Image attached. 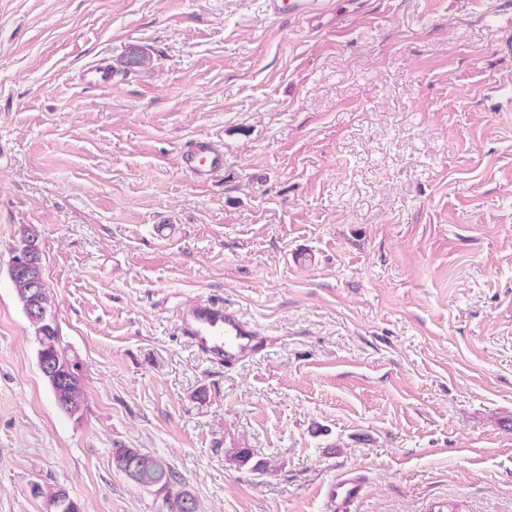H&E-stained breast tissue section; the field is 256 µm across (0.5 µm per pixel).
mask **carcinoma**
Here are the masks:
<instances>
[{
    "label": "carcinoma",
    "instance_id": "1",
    "mask_svg": "<svg viewBox=\"0 0 512 512\" xmlns=\"http://www.w3.org/2000/svg\"><path fill=\"white\" fill-rule=\"evenodd\" d=\"M29 322L34 328L38 344V359H45L55 365V377L48 380V383L57 406L69 415L78 413L86 400L80 375L75 371L78 362L70 359L65 349L60 346L52 322H42L35 317L29 318ZM127 454L133 455L136 460L139 485L146 488L168 489L165 497L167 512H197L195 499L189 491L180 487V481L169 463L138 448H116L112 453L114 467H119ZM253 458L254 454L249 448H235L229 454V460L240 467L250 464L254 470L266 469L264 462H255Z\"/></svg>",
    "mask_w": 512,
    "mask_h": 512
}]
</instances>
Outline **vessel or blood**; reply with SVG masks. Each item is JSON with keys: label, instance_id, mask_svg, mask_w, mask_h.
<instances>
[{"label": "vessel or blood", "instance_id": "vessel-or-blood-1", "mask_svg": "<svg viewBox=\"0 0 512 512\" xmlns=\"http://www.w3.org/2000/svg\"><path fill=\"white\" fill-rule=\"evenodd\" d=\"M362 0H264V13L272 20L286 19L309 32L343 33L352 13L361 11ZM112 69L95 62L83 71L85 84L108 87ZM178 165L196 182L209 181L224 171V153L210 140L198 139L180 151ZM181 333L195 343L209 361L232 367L246 362L267 348V338L238 309L219 299L195 303L178 315ZM360 474L350 471L336 477L326 491L329 512H356L364 495Z\"/></svg>", "mask_w": 512, "mask_h": 512}]
</instances>
